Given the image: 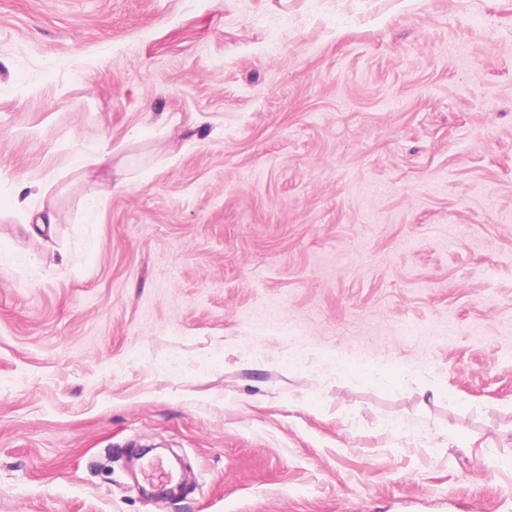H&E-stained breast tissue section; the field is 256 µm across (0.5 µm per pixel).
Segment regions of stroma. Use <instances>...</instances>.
<instances>
[{"mask_svg":"<svg viewBox=\"0 0 512 512\" xmlns=\"http://www.w3.org/2000/svg\"><path fill=\"white\" fill-rule=\"evenodd\" d=\"M1 247L0 512H512V0H0ZM50 185L47 183L39 184V196H40V207L35 214L30 207L29 198H21V194L15 197L14 208L18 218L24 224L26 231L28 232H51L52 224H55V216L52 209L53 198L49 196ZM46 201L49 207L46 208ZM35 224V227H32Z\"/></svg>","mask_w":512,"mask_h":512,"instance_id":"stroma-1","label":"stroma"}]
</instances>
